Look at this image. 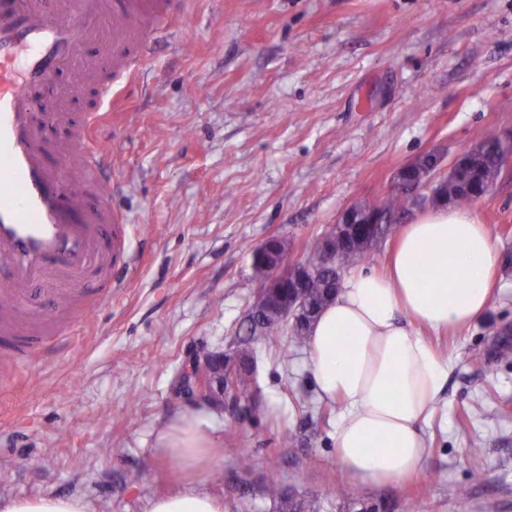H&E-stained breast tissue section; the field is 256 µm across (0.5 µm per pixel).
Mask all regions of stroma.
Returning <instances> with one entry per match:
<instances>
[{"label": "stroma", "mask_w": 512, "mask_h": 512, "mask_svg": "<svg viewBox=\"0 0 512 512\" xmlns=\"http://www.w3.org/2000/svg\"><path fill=\"white\" fill-rule=\"evenodd\" d=\"M186 3L178 32L154 45L98 130L114 160L112 202L131 222L125 288L75 335L33 348L24 368L0 356L14 374L0 387V497L79 495L92 512H148L181 487L153 448L186 411L222 437L202 488L227 512H275L269 479L318 512H339V489L391 512H512V356L490 352L512 324V163L474 204L499 246L488 312L421 331L449 362L423 472L380 487L348 480L334 454L339 414L324 413L308 346L290 336L254 347L276 421L239 420L183 386L192 360L234 350L259 288L255 247L276 236L304 253L346 207L381 204L418 157L447 167L487 129L512 134V0ZM476 467L485 478L473 484Z\"/></svg>", "instance_id": "35a3bbf8"}]
</instances>
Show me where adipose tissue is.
<instances>
[{
	"mask_svg": "<svg viewBox=\"0 0 512 512\" xmlns=\"http://www.w3.org/2000/svg\"><path fill=\"white\" fill-rule=\"evenodd\" d=\"M498 246L469 207H433L404 225L383 272L347 276L308 333L307 369L322 400L341 403L336 460L356 483L379 486L413 476L428 447L421 425L436 411L448 363L421 328L477 321L497 284ZM157 457L179 466L183 491L154 499L148 512H224L200 490L224 454L222 442L191 412L156 437ZM0 512H90L77 497L0 500Z\"/></svg>",
	"mask_w": 512,
	"mask_h": 512,
	"instance_id": "obj_1",
	"label": "adipose tissue"
}]
</instances>
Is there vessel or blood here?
Returning <instances> with one entry per match:
<instances>
[{
  "mask_svg": "<svg viewBox=\"0 0 512 512\" xmlns=\"http://www.w3.org/2000/svg\"><path fill=\"white\" fill-rule=\"evenodd\" d=\"M184 11V0H0V334L26 333L35 286L56 296L50 320L131 268L96 128L118 79L137 74ZM75 86L94 93L78 120L65 108Z\"/></svg>",
  "mask_w": 512,
  "mask_h": 512,
  "instance_id": "vessel-or-blood-1",
  "label": "vessel or blood"
}]
</instances>
